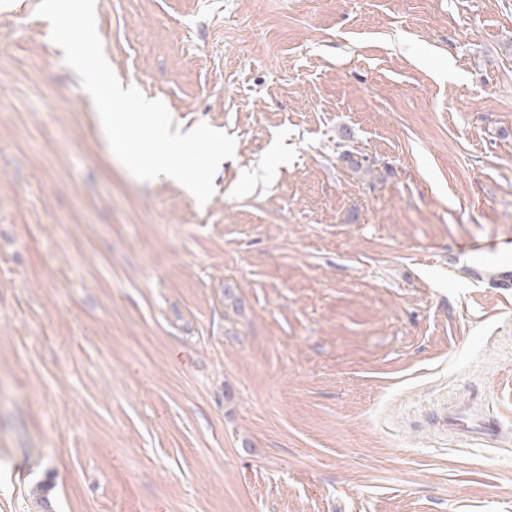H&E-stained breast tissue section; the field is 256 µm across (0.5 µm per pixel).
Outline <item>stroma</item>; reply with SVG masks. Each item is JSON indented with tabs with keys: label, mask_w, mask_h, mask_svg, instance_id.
I'll return each mask as SVG.
<instances>
[{
	"label": "stroma",
	"mask_w": 512,
	"mask_h": 512,
	"mask_svg": "<svg viewBox=\"0 0 512 512\" xmlns=\"http://www.w3.org/2000/svg\"><path fill=\"white\" fill-rule=\"evenodd\" d=\"M39 2L0 0V512H512V290L458 250L512 239V0H96L124 86L233 137L203 205L109 153ZM442 427L450 435H466L486 443L498 441L496 421L487 413L474 411L469 406H456L443 414Z\"/></svg>",
	"instance_id": "obj_1"
}]
</instances>
